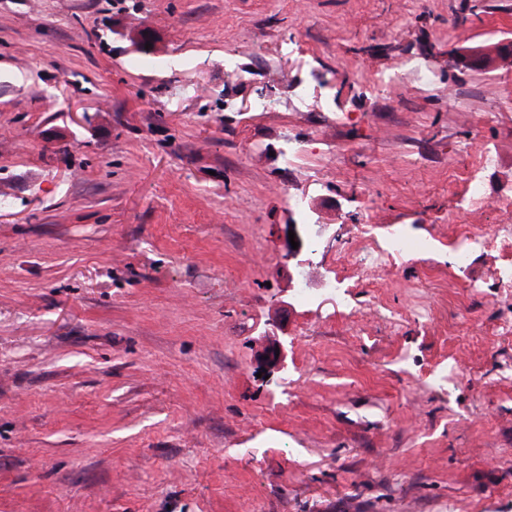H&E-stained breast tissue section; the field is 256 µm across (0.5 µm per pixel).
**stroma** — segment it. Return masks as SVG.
Masks as SVG:
<instances>
[{"label": "stroma", "mask_w": 512, "mask_h": 512, "mask_svg": "<svg viewBox=\"0 0 512 512\" xmlns=\"http://www.w3.org/2000/svg\"><path fill=\"white\" fill-rule=\"evenodd\" d=\"M502 39L512 0H0V512H512V288L452 248L512 225V64L449 61ZM370 221L431 248L352 270Z\"/></svg>", "instance_id": "obj_1"}]
</instances>
